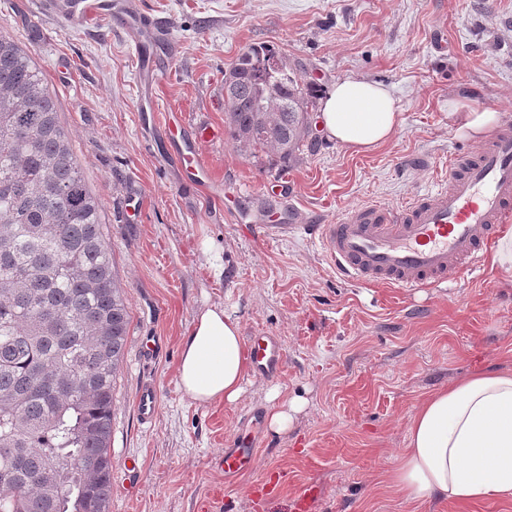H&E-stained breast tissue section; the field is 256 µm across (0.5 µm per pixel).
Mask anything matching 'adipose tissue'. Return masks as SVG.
Masks as SVG:
<instances>
[{"label": "adipose tissue", "instance_id": "ef3b65f1", "mask_svg": "<svg viewBox=\"0 0 512 512\" xmlns=\"http://www.w3.org/2000/svg\"><path fill=\"white\" fill-rule=\"evenodd\" d=\"M401 122L383 84L355 78L336 81L319 117L328 139L359 152L385 144ZM250 369L238 320L220 305L201 309L178 366L186 395L205 406L236 403ZM384 482L415 503L512 501V372H476L428 395Z\"/></svg>", "mask_w": 512, "mask_h": 512}]
</instances>
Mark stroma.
Masks as SVG:
<instances>
[{
  "instance_id": "obj_1",
  "label": "stroma",
  "mask_w": 512,
  "mask_h": 512,
  "mask_svg": "<svg viewBox=\"0 0 512 512\" xmlns=\"http://www.w3.org/2000/svg\"><path fill=\"white\" fill-rule=\"evenodd\" d=\"M138 2L168 18L180 47L149 81L114 26L72 32L39 15L37 0H0V34L31 50L103 200L129 304L112 404L110 512H291L307 490L312 512H512V502L495 500L411 503L381 482L426 395L477 370L512 371V278L486 264L442 288L361 284L336 272L314 236L269 242L248 222L286 206L329 221L365 203L398 210L447 180L450 157L479 147L456 134L450 101L512 114V0ZM261 43L325 92L349 77L385 84L403 123L368 153L321 140L285 171L220 136L203 147L224 186L217 203L184 184L164 128L180 112L221 132L224 75ZM151 99L156 111L143 112ZM211 304L235 313L244 339L272 336L281 351L280 372L251 373L231 405H198L178 385L182 342ZM146 336L161 339L150 361ZM149 384L160 402L145 425L136 397ZM295 399L303 407L287 430L271 431L272 409ZM241 433L255 438V464L229 480L214 459ZM129 459L138 467L127 469ZM269 479L280 483L278 496L262 494Z\"/></svg>"
}]
</instances>
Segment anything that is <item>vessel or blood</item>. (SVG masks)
I'll use <instances>...</instances> for the list:
<instances>
[{"instance_id": "1", "label": "vessel or blood", "mask_w": 512, "mask_h": 512, "mask_svg": "<svg viewBox=\"0 0 512 512\" xmlns=\"http://www.w3.org/2000/svg\"><path fill=\"white\" fill-rule=\"evenodd\" d=\"M39 5L72 31L94 19L119 24L135 45L143 75L154 73L170 41L164 17L143 12L136 0H39ZM205 134V127L180 117L167 127L173 156L187 185L207 187L218 199L224 189L209 180V166L200 148ZM510 222L512 116L507 114L479 151L454 158L447 181L419 195L399 213L364 204L333 224H264L260 230L271 239L286 233L317 235L334 268L351 281L402 289L436 288L481 267L498 226ZM248 353L258 371L274 372L281 366L280 347L273 337H253ZM136 407L142 422H152L158 410L154 386L141 388ZM253 455L251 443L234 440L220 458L225 476L247 471Z\"/></svg>"}]
</instances>
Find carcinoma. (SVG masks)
I'll use <instances>...</instances> for the list:
<instances>
[{
  "label": "carcinoma",
  "instance_id": "cac0c4a2",
  "mask_svg": "<svg viewBox=\"0 0 512 512\" xmlns=\"http://www.w3.org/2000/svg\"><path fill=\"white\" fill-rule=\"evenodd\" d=\"M237 151L288 166L317 87L267 45L231 67ZM94 194L29 52L0 34V512H108L130 312Z\"/></svg>",
  "mask_w": 512,
  "mask_h": 512
}]
</instances>
